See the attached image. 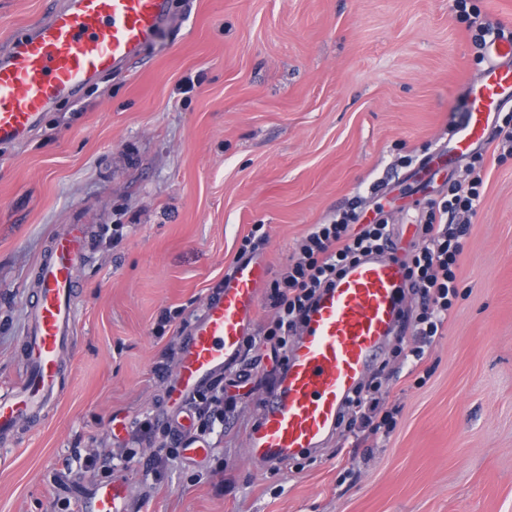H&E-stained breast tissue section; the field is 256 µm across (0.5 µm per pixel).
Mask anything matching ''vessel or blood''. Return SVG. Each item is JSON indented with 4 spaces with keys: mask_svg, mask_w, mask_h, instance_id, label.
Masks as SVG:
<instances>
[{
    "mask_svg": "<svg viewBox=\"0 0 512 512\" xmlns=\"http://www.w3.org/2000/svg\"><path fill=\"white\" fill-rule=\"evenodd\" d=\"M170 15L171 0H63L45 22L0 50V144L23 141L59 102L138 62ZM484 56L485 68L465 88L466 110L451 131L450 148L437 149L431 159L435 168L451 166L488 142L498 113L512 103V40L491 38ZM90 251L87 226L65 224L37 264L22 374L0 394V442L31 425L64 392L78 314L73 271ZM267 276L263 258L237 263L219 293L207 298L181 338L171 387L155 411L159 419L178 417L198 391L238 363ZM406 284L400 253H373L347 265L321 291L292 345L286 373L246 436L250 461L285 464L328 443L347 397L399 328ZM75 505L76 512H138V499L119 474L85 488Z\"/></svg>",
    "mask_w": 512,
    "mask_h": 512,
    "instance_id": "obj_1",
    "label": "vessel or blood"
}]
</instances>
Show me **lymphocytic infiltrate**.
<instances>
[{"label":"lymphocytic infiltrate","mask_w":512,"mask_h":512,"mask_svg":"<svg viewBox=\"0 0 512 512\" xmlns=\"http://www.w3.org/2000/svg\"><path fill=\"white\" fill-rule=\"evenodd\" d=\"M483 184L480 168L470 167L467 178L453 183L446 194L427 204L423 239L407 261L409 288L420 298V311L410 323L411 342L400 350L403 358L420 361L425 345L433 343L448 320L457 294L455 269L464 234L455 221L475 212L481 202ZM356 221L354 211L342 212L331 223L313 225L298 242L297 259L270 285L272 320L263 335L243 340L242 351L249 359L240 369V377H250L260 366L261 359L255 351L261 344H270L274 354L287 357L305 312L317 294L332 283L336 273L357 255L391 244L386 221L366 225L355 233L351 226ZM234 402V396L229 395L220 378L197 394L192 401L195 437L208 439L217 427L223 426L224 416ZM160 435L168 438L169 446L165 452L149 456L147 464L155 469L179 456L181 436L175 433L172 424L150 417L139 420L131 431V441L137 445L155 443Z\"/></svg>","instance_id":"f902f5d3"}]
</instances>
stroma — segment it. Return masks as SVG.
Instances as JSON below:
<instances>
[{
  "instance_id": "obj_1",
  "label": "stroma",
  "mask_w": 512,
  "mask_h": 512,
  "mask_svg": "<svg viewBox=\"0 0 512 512\" xmlns=\"http://www.w3.org/2000/svg\"><path fill=\"white\" fill-rule=\"evenodd\" d=\"M56 0H0V49ZM172 22L128 71L101 77L0 145V390L18 376L25 301L54 230L93 226L78 266L77 338L61 402L0 444V512H57L92 483L77 454L150 414L153 373L253 225L277 278L312 225L383 208L413 238L420 161L448 144L484 64L454 0H171ZM482 149L483 201L457 290L420 366L389 340V433L339 428L315 458L259 467L244 451L268 386L249 381L203 461L115 458L143 512H512V157ZM380 195H372L373 186Z\"/></svg>"
}]
</instances>
